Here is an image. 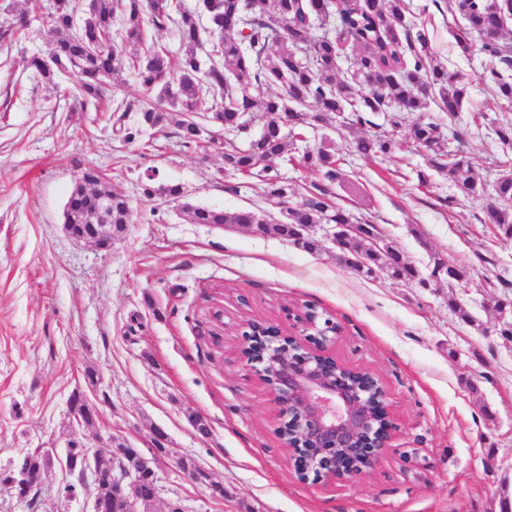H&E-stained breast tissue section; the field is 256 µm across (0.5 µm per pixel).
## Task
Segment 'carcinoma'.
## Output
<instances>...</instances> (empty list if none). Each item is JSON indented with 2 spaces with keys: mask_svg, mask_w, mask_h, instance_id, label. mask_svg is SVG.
Masks as SVG:
<instances>
[{
  "mask_svg": "<svg viewBox=\"0 0 512 512\" xmlns=\"http://www.w3.org/2000/svg\"><path fill=\"white\" fill-rule=\"evenodd\" d=\"M465 19V27L453 33L461 54L472 50L470 35L486 38L480 46L484 55L487 90L497 99L512 102V50L502 42L512 19V0H448ZM27 12L0 27V41L9 44L27 29ZM211 23L210 36L216 40L208 65V79L199 78L202 18ZM46 19L53 34L47 55L51 63L35 57L30 66L51 82L63 71L76 78L74 89L82 107L94 110L104 100L107 80L129 69L146 89L148 98L140 106V122L146 127L164 123L172 112L184 119L178 123V137L186 148L201 141L198 115L222 127L246 132L241 114L256 110L265 123L248 148L231 142L210 141L222 151L224 169L261 178L267 196L288 205L284 220L265 225L263 232L288 240L316 253L321 239L315 231L296 240L308 224H368L374 233L378 225L358 218L340 205H332L326 187L292 202L294 189L283 181L273 161L296 149L299 134L283 131V120L294 126L307 121L327 123L338 114L344 123H369L368 113H393L391 123L401 129V139L385 134L354 138L351 150L363 158L386 156L407 144L427 153V168L418 171L425 183L436 173L455 183L466 200L484 201L485 222L512 239V170L502 169L486 194V181L471 171L462 146H446L441 124L430 115L431 105L452 117L468 96L465 76L438 61L425 30H413L404 0H202L201 12H190L175 0H87L78 15L76 0H53ZM176 27L183 46L178 64L172 65L163 50L146 47L125 57L122 46L145 44L149 29ZM324 30L314 34L315 27ZM358 50L352 66L341 72L339 61L348 48ZM417 115L403 126L395 113ZM494 145L512 148V122L495 130ZM299 163L319 171L331 184L345 183L338 160L327 138L302 152ZM112 188V235L118 236L129 223L131 206L122 191L101 184L88 167L82 173L63 210L64 223L74 211L94 206L96 198ZM184 217L192 224H249L259 215L251 210L232 212L189 203L182 205ZM340 263L357 275L370 277L385 270L399 281H411L417 269L387 241L371 250L361 238H347L338 249ZM84 444L69 442L66 466L82 470ZM50 460L37 453L16 459L13 470L42 474Z\"/></svg>",
  "mask_w": 512,
  "mask_h": 512,
  "instance_id": "1",
  "label": "carcinoma"
}]
</instances>
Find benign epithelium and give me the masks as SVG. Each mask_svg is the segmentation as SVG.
<instances>
[{"instance_id": "1", "label": "benign epithelium", "mask_w": 512, "mask_h": 512, "mask_svg": "<svg viewBox=\"0 0 512 512\" xmlns=\"http://www.w3.org/2000/svg\"><path fill=\"white\" fill-rule=\"evenodd\" d=\"M109 201H100L95 234L76 235L64 225L69 236L101 249L106 239ZM323 237L341 247L342 237L361 236L363 224H322ZM293 318L300 324L297 336H286L274 323L263 319L247 323L246 344L241 354L245 365L269 387L282 416L279 435L288 436V450L294 474L300 481L344 482L368 477L390 451L395 429L388 411L384 386L377 396L355 382L349 370L327 353L338 335L339 324L321 322L317 313L306 316L299 309ZM103 469L101 454L88 447L84 471L93 476ZM157 457L138 455L133 469L112 476L116 512H143L141 485L158 484Z\"/></svg>"}]
</instances>
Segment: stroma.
I'll return each instance as SVG.
<instances>
[{
    "label": "stroma",
    "mask_w": 512,
    "mask_h": 512,
    "mask_svg": "<svg viewBox=\"0 0 512 512\" xmlns=\"http://www.w3.org/2000/svg\"><path fill=\"white\" fill-rule=\"evenodd\" d=\"M40 4L25 34L0 47V512H89L91 478L63 459L48 467L31 508L3 477L19 456L61 452L74 438L102 452L115 440L150 453L158 429L210 481H191L177 458L160 457L154 512L170 502L184 512H500L512 500V341L494 327L512 319L496 309L512 298V239L485 224L482 202L448 206L456 188L438 175L420 184L425 161L413 147L352 154L354 132L338 117L301 128L310 147L329 136L359 188L330 185L334 202L380 224L422 276L439 258L465 267L463 280L423 288L383 272L366 279L339 264L328 241L311 254L245 227L189 223L184 202L252 210L270 224L282 214L263 182L225 172L215 151L183 147L174 121L144 128L135 109L106 104L85 112L71 80L37 77L29 62L51 40L41 14L49 0ZM407 4L440 60L468 82L458 115L438 118L493 179L512 165V150L492 145L512 104L489 94L479 53H459L452 32L463 19L448 0ZM88 167L131 205L126 232L106 250L63 228ZM169 185L182 187L181 201L164 194ZM452 296L476 326L449 308ZM304 304L340 325L330 353L387 390L397 429L370 479L298 481L273 396L240 359L248 320L292 335L288 308ZM76 392L96 413L90 426L71 420ZM196 415L208 435L193 427Z\"/></svg>",
    "instance_id": "1"
}]
</instances>
